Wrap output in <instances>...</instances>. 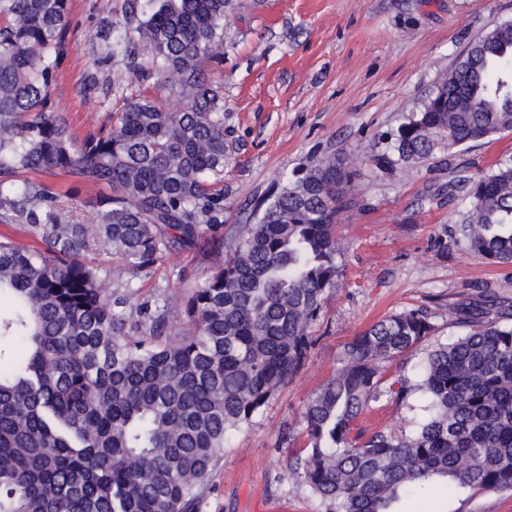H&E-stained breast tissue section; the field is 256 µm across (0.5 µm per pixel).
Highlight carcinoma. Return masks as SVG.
Listing matches in <instances>:
<instances>
[{
    "mask_svg": "<svg viewBox=\"0 0 512 512\" xmlns=\"http://www.w3.org/2000/svg\"><path fill=\"white\" fill-rule=\"evenodd\" d=\"M112 47L186 100L168 112L135 98L112 130L77 146L51 95L67 0H0V220L40 247L0 239V512H202L229 434L298 371L340 270L336 237L351 173L329 159L278 185L260 217L224 233V94L201 74L220 47L230 0H127ZM512 132V23L474 41L401 124L381 172ZM25 171L105 185L87 219ZM472 200L456 232L490 265H512V161L463 174ZM174 251L208 273L190 293L138 302L130 283ZM89 253L106 265H88ZM466 333L431 346L415 384L383 390L386 365L433 335L420 309L387 316L343 347L341 366L303 411L306 452L288 461L325 512H394L403 497L512 492V299L453 308ZM417 392L412 433H367L384 393Z\"/></svg>",
    "mask_w": 512,
    "mask_h": 512,
    "instance_id": "1",
    "label": "carcinoma"
}]
</instances>
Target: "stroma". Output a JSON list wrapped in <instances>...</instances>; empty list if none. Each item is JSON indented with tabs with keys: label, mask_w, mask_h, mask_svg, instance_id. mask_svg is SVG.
<instances>
[{
	"label": "stroma",
	"mask_w": 512,
	"mask_h": 512,
	"mask_svg": "<svg viewBox=\"0 0 512 512\" xmlns=\"http://www.w3.org/2000/svg\"><path fill=\"white\" fill-rule=\"evenodd\" d=\"M127 0H68L53 104L76 141L107 133L113 113L136 97L170 112L184 100L132 70L101 34ZM512 22V0H232L221 59L204 76L224 94V222L236 224L274 185L303 168L340 158L352 173L336 226L341 274L322 300L316 342L299 371L252 422L233 432L209 481L203 512H324L308 487L285 481L307 438L302 411L336 372L342 347L383 317L422 307L446 342L465 334L455 303L484 294L512 297V268L472 257L453 231L469 200L448 193L451 167L435 157L392 173L371 155L433 91L469 44ZM512 159V133L470 143L457 164L478 175ZM78 214L102 187L62 174L33 176ZM206 273L198 254L175 252L152 273L122 272L140 301L186 291L172 270ZM423 401L383 396L360 420L370 430L413 431ZM428 512H512V492H440Z\"/></svg>",
	"instance_id": "stroma-1"
}]
</instances>
